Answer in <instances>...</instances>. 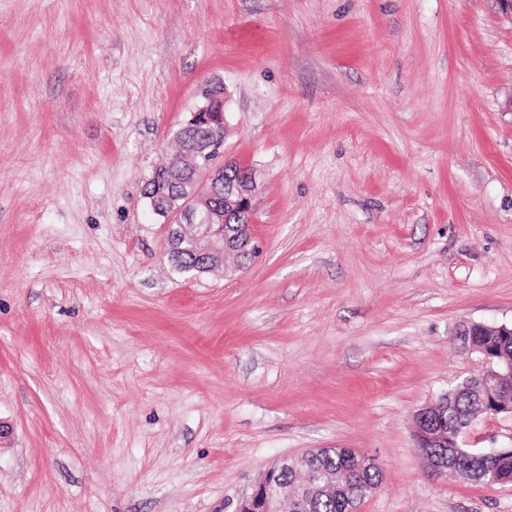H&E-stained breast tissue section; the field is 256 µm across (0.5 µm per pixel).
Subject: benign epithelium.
<instances>
[{"mask_svg":"<svg viewBox=\"0 0 512 512\" xmlns=\"http://www.w3.org/2000/svg\"><path fill=\"white\" fill-rule=\"evenodd\" d=\"M211 123L213 120L209 104L199 103L186 124L203 131V134L185 147L181 155L162 164L167 171L177 166L192 173L191 179L183 183L176 194L177 205L161 212L164 223L169 227L166 243L168 259L176 258L184 251L197 257V263L186 270L192 279L220 265L227 270L242 268L240 256L255 241L250 224L237 225L231 235L221 229L224 210L214 204L213 198L224 171L206 162V158L216 149V139L210 135V131L214 130ZM255 191L256 180L249 172L243 179L224 182V202L232 209L250 215L254 211ZM458 335L464 339L465 350L480 359L482 370L458 381L455 385L457 393L483 391L495 400V414L512 416V383L501 382L505 376L512 377V360L503 359L502 371H497L494 355L476 341L478 336H512V325L471 322L464 325ZM447 421L446 392L413 414L416 448L426 460L430 471L437 475L448 473V450L459 451L462 448L461 432L445 427ZM426 448H438L440 452L428 454L424 452ZM323 452L322 448L308 449L287 456L266 469L253 491L240 500L237 512H280L284 498L290 494L300 496L305 490L334 496L340 491L342 479L346 475L354 477L362 472L360 466L352 468L348 473L312 471L308 460ZM288 470L304 475V483L288 487V483L281 479L282 473Z\"/></svg>","mask_w":512,"mask_h":512,"instance_id":"1","label":"benign epithelium"}]
</instances>
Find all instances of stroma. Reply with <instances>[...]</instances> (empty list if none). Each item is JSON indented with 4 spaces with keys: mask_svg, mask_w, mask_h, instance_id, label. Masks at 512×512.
<instances>
[{
    "mask_svg": "<svg viewBox=\"0 0 512 512\" xmlns=\"http://www.w3.org/2000/svg\"><path fill=\"white\" fill-rule=\"evenodd\" d=\"M208 80L261 253L192 281L142 188ZM469 321L512 323L495 0H0V512H236L309 448L379 460L356 512H512L413 439ZM336 450L343 451L345 454H349V457L355 459V461H357L358 463L363 462V460L371 459V460H369L368 463H373L378 466L379 469L376 466L369 467L362 473L361 479L357 480L359 484H361L362 482L376 484L379 482V471H380V483L376 486L372 485V484L363 485L364 487H363V492L361 494V500L376 493L377 490L380 488L382 479H383V470H382V466L379 463V461L373 456L361 454L358 451L351 449V448H336Z\"/></svg>",
    "mask_w": 512,
    "mask_h": 512,
    "instance_id": "obj_1",
    "label": "stroma"
}]
</instances>
